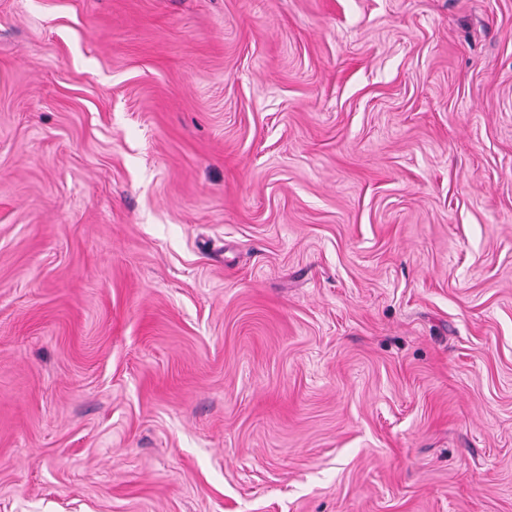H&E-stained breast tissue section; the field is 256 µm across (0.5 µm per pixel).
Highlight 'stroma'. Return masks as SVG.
Segmentation results:
<instances>
[{
	"mask_svg": "<svg viewBox=\"0 0 512 512\" xmlns=\"http://www.w3.org/2000/svg\"><path fill=\"white\" fill-rule=\"evenodd\" d=\"M0 512H512V0H0Z\"/></svg>",
	"mask_w": 512,
	"mask_h": 512,
	"instance_id": "1",
	"label": "stroma"
}]
</instances>
